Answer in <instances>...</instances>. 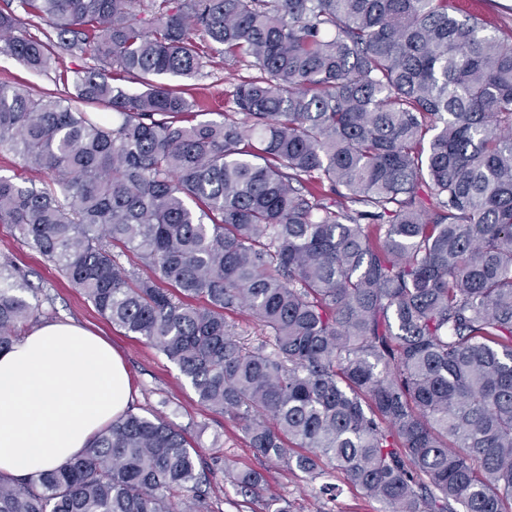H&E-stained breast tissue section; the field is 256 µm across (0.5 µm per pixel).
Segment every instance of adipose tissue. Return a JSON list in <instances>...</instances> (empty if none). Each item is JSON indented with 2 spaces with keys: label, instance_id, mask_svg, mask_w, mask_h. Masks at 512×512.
<instances>
[{
  "label": "adipose tissue",
  "instance_id": "ef3b65f1",
  "mask_svg": "<svg viewBox=\"0 0 512 512\" xmlns=\"http://www.w3.org/2000/svg\"><path fill=\"white\" fill-rule=\"evenodd\" d=\"M132 383L102 336L48 321L0 351V474L31 480L79 456L124 415Z\"/></svg>",
  "mask_w": 512,
  "mask_h": 512
}]
</instances>
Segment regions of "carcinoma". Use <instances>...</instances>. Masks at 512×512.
I'll return each instance as SVG.
<instances>
[{
  "instance_id": "carcinoma-1",
  "label": "carcinoma",
  "mask_w": 512,
  "mask_h": 512,
  "mask_svg": "<svg viewBox=\"0 0 512 512\" xmlns=\"http://www.w3.org/2000/svg\"><path fill=\"white\" fill-rule=\"evenodd\" d=\"M17 2L52 32L0 9L1 54L94 65L66 97L0 85V152L45 177L0 176L15 239L266 460L312 481L325 459L385 512H512V42L455 0ZM210 51L260 76L182 125L201 102L163 79ZM39 315L1 253L0 351ZM220 466L258 496L261 472L129 410L66 467L0 475V512H215ZM227 321L233 326L234 331L245 339L256 340L265 339L261 336L259 327L252 321L248 314L244 311L237 310L233 313L226 314Z\"/></svg>"
}]
</instances>
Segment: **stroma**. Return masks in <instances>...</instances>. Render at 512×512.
Masks as SVG:
<instances>
[{"instance_id":"1","label":"stroma","mask_w":512,"mask_h":512,"mask_svg":"<svg viewBox=\"0 0 512 512\" xmlns=\"http://www.w3.org/2000/svg\"><path fill=\"white\" fill-rule=\"evenodd\" d=\"M91 64L87 57L64 52L53 70L37 75L15 58L0 54V83L65 96L74 91L70 76ZM251 74L249 67L214 53L197 75L173 77L169 83L189 94L221 103L235 83ZM0 252L12 254L31 283L39 287L44 320L70 319L81 323L105 336L121 352L133 382L135 399L131 407L135 412L161 411L170 422L184 429L204 459L225 458L236 468L264 473L263 497L251 503L235 493L225 481L223 471H216L211 496L219 512H264V500L271 496L288 498L293 512H384V504L367 498L355 487L344 486L342 494L333 498L320 493L319 482L301 478L256 455L246 447L241 430L229 418L213 414L198 403L192 388L165 355L144 339L112 325L38 251L18 243L4 224H0Z\"/></svg>"}]
</instances>
